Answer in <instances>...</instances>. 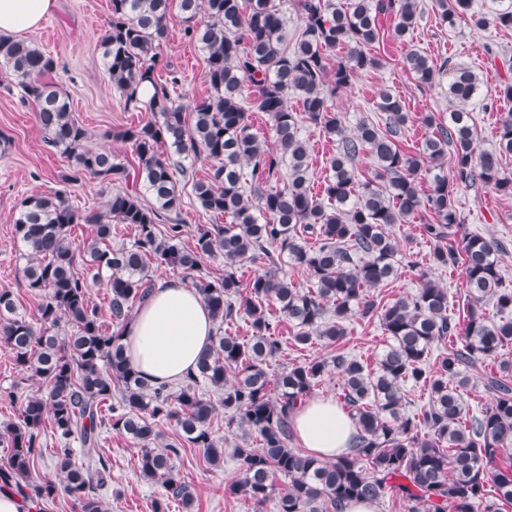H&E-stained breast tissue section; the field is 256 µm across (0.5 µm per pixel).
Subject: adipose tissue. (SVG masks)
<instances>
[{"instance_id":"ef3b65f1","label":"adipose tissue","mask_w":512,"mask_h":512,"mask_svg":"<svg viewBox=\"0 0 512 512\" xmlns=\"http://www.w3.org/2000/svg\"><path fill=\"white\" fill-rule=\"evenodd\" d=\"M57 0H0V38L33 30ZM214 321L195 289L160 279L127 324L123 343L131 365L157 386L182 381L210 346ZM292 428L304 448L324 459L348 446L354 426L328 397L306 401L292 416Z\"/></svg>"}]
</instances>
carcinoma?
<instances>
[{
	"instance_id": "obj_1",
	"label": "carcinoma",
	"mask_w": 512,
	"mask_h": 512,
	"mask_svg": "<svg viewBox=\"0 0 512 512\" xmlns=\"http://www.w3.org/2000/svg\"><path fill=\"white\" fill-rule=\"evenodd\" d=\"M290 2L301 26L288 48L286 17L276 0H178L184 39L206 54L210 90L189 124L183 105L156 79L171 0H111L101 41L106 68L126 108L148 112L145 121L113 133L130 145L135 172L112 153L88 146L85 127L51 80L53 56L32 43L0 38V62L20 89L19 102L34 106L47 142L66 154L69 181L89 176L110 187L140 180L154 199L145 205L132 191L116 190L100 212L78 210L63 190L20 202L14 230L27 259L23 278L41 300L28 319L17 314L14 293L1 288L0 340L15 368L46 380L48 393L26 398L20 421L6 426L10 454L0 463V491L33 502L62 491L79 512H103L99 495L111 481V467L100 430L108 425L139 448L143 476L161 482L151 512H170L176 502L189 512L194 494L176 465L180 449L156 447V426L176 421L209 464H222L224 448L210 427L215 405L201 391L208 385L219 392L228 424L259 438L257 448H235L240 477L230 487L258 506L274 499L276 512H346L349 503H377L394 488L407 512H502L512 504V363L498 360L512 340V288L503 283L495 258L498 242L467 233L456 245L455 209L457 191L478 182L512 193V177L501 166L512 156V110L500 118L495 150L478 151L467 105L480 80L460 67L448 85L454 106L448 122L423 117L435 132L418 153L399 146L409 116L388 92L376 103L383 125L364 121L348 136L330 99L356 74L381 66L370 52L380 37L379 15H394L395 35L403 38L414 26L417 0ZM436 2L442 21L452 26L512 28V0H500L490 17L472 11L473 0ZM340 46L346 57L331 71L329 52ZM406 64L419 83L431 85L448 61L437 65L411 50ZM144 84L153 89L146 100L139 93ZM290 93L302 111L288 105ZM250 111L267 114L274 148L252 131ZM304 119L337 142L320 198L309 186ZM190 153L207 161L205 178L185 164ZM362 153L374 162L368 178L355 167ZM422 171L432 174L424 196L418 189ZM180 181L191 186L202 210L232 218L230 224L197 225L190 248L181 246ZM423 211L431 217L421 232L433 243L432 264L464 269L462 321L451 313L448 288L425 273L415 293L389 305L371 294L400 263L388 227ZM114 221L135 225L131 245L109 243ZM74 224L95 227V237L78 249L69 238ZM215 253L224 257L222 278L201 271L204 257ZM284 261L306 271L310 285L299 287L280 275ZM247 262L262 268L243 285L236 272ZM153 266L191 276L218 325L244 315L252 332L242 341L216 329L211 347L174 392L143 381L121 342L135 307L152 292ZM93 284L105 285V314L90 300ZM487 297L503 322L486 317L481 303ZM355 312L378 317L390 343L373 368L343 355L333 360L355 432L346 453L333 459L307 455L288 447L290 419L328 363L293 365L272 379L269 360L281 349L284 324L296 329L299 343L315 335L334 343L346 336L345 322ZM63 322L71 328L66 336L58 334ZM435 345L443 350L431 372L427 358ZM470 369L483 372L490 403L465 418L460 389ZM407 382L429 392L423 411L412 417L401 412ZM47 415L60 442L55 454L62 479L33 485L27 478L41 456ZM74 442L79 448L71 447ZM494 460L498 467L487 471ZM277 475L288 479L282 491Z\"/></svg>"
}]
</instances>
